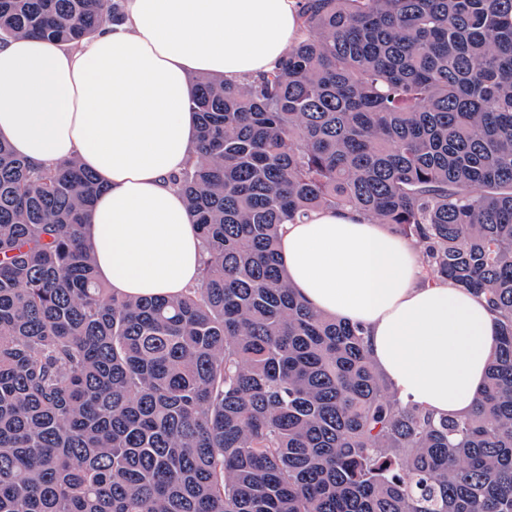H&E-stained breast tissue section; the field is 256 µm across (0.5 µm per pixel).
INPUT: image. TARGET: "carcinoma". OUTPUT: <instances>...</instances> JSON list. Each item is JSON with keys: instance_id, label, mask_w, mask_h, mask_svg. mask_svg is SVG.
<instances>
[{"instance_id": "carcinoma-1", "label": "carcinoma", "mask_w": 512, "mask_h": 512, "mask_svg": "<svg viewBox=\"0 0 512 512\" xmlns=\"http://www.w3.org/2000/svg\"><path fill=\"white\" fill-rule=\"evenodd\" d=\"M272 73L193 79L179 298L115 296L75 160L0 140V512H512V0H304ZM121 0H0L66 46ZM353 208L500 321L473 412L401 404L361 329L283 277L280 226Z\"/></svg>"}]
</instances>
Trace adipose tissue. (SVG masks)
I'll use <instances>...</instances> for the list:
<instances>
[{"label": "adipose tissue", "instance_id": "adipose-tissue-1", "mask_svg": "<svg viewBox=\"0 0 512 512\" xmlns=\"http://www.w3.org/2000/svg\"><path fill=\"white\" fill-rule=\"evenodd\" d=\"M125 19L62 47L0 45V139L31 164L77 158L104 189L85 235L100 278L130 298L192 287L204 259L171 182L189 162L197 76L240 82L274 70L302 36L298 0H125ZM286 279L315 311L360 326L403 404L473 411L496 345L487 303L432 279L421 245L357 210L323 208L282 225Z\"/></svg>", "mask_w": 512, "mask_h": 512}]
</instances>
